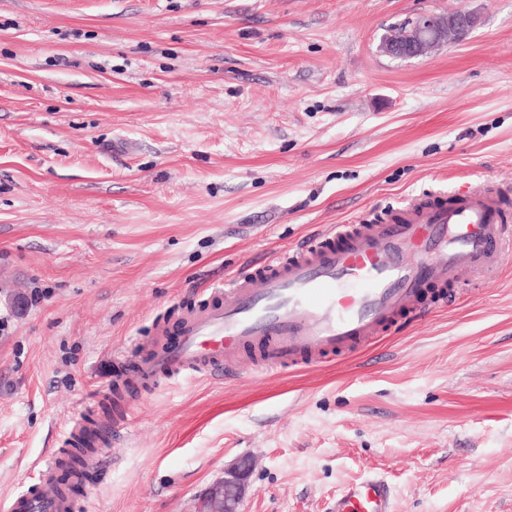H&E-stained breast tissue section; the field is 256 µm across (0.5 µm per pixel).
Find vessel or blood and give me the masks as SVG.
Masks as SVG:
<instances>
[{
  "mask_svg": "<svg viewBox=\"0 0 512 512\" xmlns=\"http://www.w3.org/2000/svg\"><path fill=\"white\" fill-rule=\"evenodd\" d=\"M511 194L486 183L438 203L412 199L375 223L331 224L267 257L260 285L240 277L200 289L198 304L182 315L181 342L142 357V383L214 375L252 344L261 347L263 366L279 369L317 366L374 341L398 318L421 314L428 285H457L498 269L512 249V226L501 218ZM60 461V451H51L35 482L0 512H70L64 494L44 491ZM332 512H392L387 482L348 486Z\"/></svg>",
  "mask_w": 512,
  "mask_h": 512,
  "instance_id": "b4317fda",
  "label": "vessel or blood"
}]
</instances>
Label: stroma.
<instances>
[{"label": "stroma", "instance_id": "1", "mask_svg": "<svg viewBox=\"0 0 512 512\" xmlns=\"http://www.w3.org/2000/svg\"><path fill=\"white\" fill-rule=\"evenodd\" d=\"M463 8L461 44L381 52ZM485 181L512 186V0H0V500L108 402L72 512H199L244 455L242 512L370 477L394 512H512V250L316 367L133 373L196 287Z\"/></svg>", "mask_w": 512, "mask_h": 512}]
</instances>
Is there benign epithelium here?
I'll use <instances>...</instances> for the list:
<instances>
[{
    "instance_id": "obj_1",
    "label": "benign epithelium",
    "mask_w": 512,
    "mask_h": 512,
    "mask_svg": "<svg viewBox=\"0 0 512 512\" xmlns=\"http://www.w3.org/2000/svg\"><path fill=\"white\" fill-rule=\"evenodd\" d=\"M474 23L473 13L465 9L445 15L421 14L415 18V23L406 33V41L410 49L399 51L393 42L384 41L381 43V50L387 55H397L402 58L428 55L445 44L455 43L457 33L472 29ZM250 468V461L241 458L224 469V479L216 482L206 494L209 512H240L239 506Z\"/></svg>"
}]
</instances>
